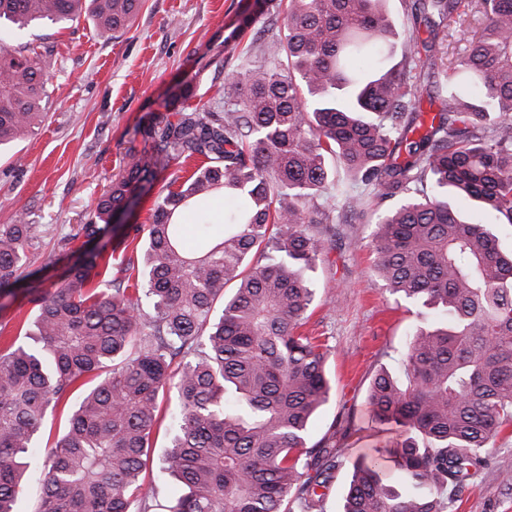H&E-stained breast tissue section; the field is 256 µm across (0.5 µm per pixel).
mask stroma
Here are the masks:
<instances>
[{"label":"stroma","mask_w":512,"mask_h":512,"mask_svg":"<svg viewBox=\"0 0 512 512\" xmlns=\"http://www.w3.org/2000/svg\"><path fill=\"white\" fill-rule=\"evenodd\" d=\"M244 29L234 39L235 29ZM284 21L275 0H140L130 26L99 33L89 20L61 28L51 24L23 30L7 28L0 38L13 48L30 45L47 51V119L35 134L0 152V225L24 219L43 228L26 248L25 273L42 290L84 248L78 237L97 199L127 161L130 146L141 145L140 131L155 113L190 107L218 111L217 90L227 72L251 67L266 44L282 38ZM191 85L193 96L178 92ZM343 194L329 198L336 234L310 272L314 289L311 315L302 330L328 344L327 403L315 418L309 443L331 437L337 444L336 468L314 512H342L358 455L383 436L367 405L371 381L380 370L400 373L410 332L432 320L430 309L392 294L375 278L374 222L354 224L345 193L367 195L363 185L343 180ZM157 190L141 194L134 209L120 217L123 232L134 235L128 248H116L112 264L137 258ZM35 311L24 293L0 309V350L7 343H33ZM175 403L163 399L144 476L158 503L177 494L172 475L160 474ZM488 465L460 492L450 512H512V428L487 451Z\"/></svg>","instance_id":"obj_1"}]
</instances>
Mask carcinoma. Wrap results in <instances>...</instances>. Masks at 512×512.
Here are the masks:
<instances>
[{
  "label": "carcinoma",
  "mask_w": 512,
  "mask_h": 512,
  "mask_svg": "<svg viewBox=\"0 0 512 512\" xmlns=\"http://www.w3.org/2000/svg\"><path fill=\"white\" fill-rule=\"evenodd\" d=\"M385 0H288L287 34L224 83L222 112L160 114L141 130L123 173L80 226L101 238L170 162L205 163L156 203L138 270L143 295L112 275V242L85 251L51 293L30 289L41 346L0 353V512H15L48 409L79 392L64 434L48 449L35 512H151L141 471L158 400L177 407L162 469L183 493L165 512H286L312 501L336 466V444L307 445L327 402V346L299 332L314 300L306 272L327 247L351 180L353 220L378 216L374 276L432 308L409 337L404 377L383 369L367 402L381 432L358 457L343 512H449L484 450L512 427V250L448 204L455 196L512 224V0H403L438 34L476 10L484 19L451 67L421 63L407 31L399 61ZM139 0H0L18 29L85 17L102 33L132 22ZM472 96L464 102L456 88ZM49 98L45 56L0 46V147L40 129ZM441 109L426 122L423 100ZM229 203L224 224L205 205ZM196 245L185 243L186 216ZM42 233L0 225V293L19 281L26 246ZM234 283L232 293L226 285ZM147 300L153 312L143 309ZM178 370H172L175 359ZM393 463L402 488L382 476ZM143 508L134 511V503Z\"/></svg>",
  "instance_id": "obj_1"
}]
</instances>
